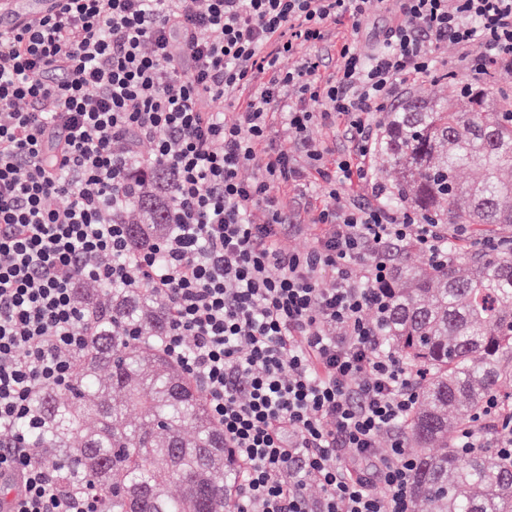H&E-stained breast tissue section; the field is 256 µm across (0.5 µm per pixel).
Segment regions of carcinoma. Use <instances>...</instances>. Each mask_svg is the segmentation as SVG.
I'll return each instance as SVG.
<instances>
[{"mask_svg": "<svg viewBox=\"0 0 512 512\" xmlns=\"http://www.w3.org/2000/svg\"><path fill=\"white\" fill-rule=\"evenodd\" d=\"M448 86L446 99L420 96L387 113V202L487 234L512 228V122L491 82L450 75ZM167 189L161 174L141 188L132 245L167 228ZM389 288L388 344L424 376L406 424L417 512H512V460L460 454L451 427L490 395L512 400V254L400 263ZM77 295L91 329L65 396L47 387L33 399L36 462L66 490H97L104 512H231L237 463L201 384L163 350L161 300L100 285Z\"/></svg>", "mask_w": 512, "mask_h": 512, "instance_id": "carcinoma-1", "label": "carcinoma"}]
</instances>
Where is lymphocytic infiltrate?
<instances>
[{
	"label": "lymphocytic infiltrate",
	"mask_w": 512,
	"mask_h": 512,
	"mask_svg": "<svg viewBox=\"0 0 512 512\" xmlns=\"http://www.w3.org/2000/svg\"><path fill=\"white\" fill-rule=\"evenodd\" d=\"M367 2L60 0L0 39V499L14 495L13 512H100L24 434L31 399L69 386L86 343L80 280L163 299L164 351L202 383L239 463L235 512H415L399 433L417 380L381 332L389 256L452 255L447 225L384 204L367 162L379 112L432 75L441 45L477 53L476 75L512 76V0H397L365 54ZM332 31L325 76L302 48ZM278 120L304 165L269 148ZM338 128L339 151L315 135ZM309 169L325 183L303 205L314 241L291 253L278 190ZM158 172L169 227L135 250L123 215ZM455 446L511 459L512 413L489 396Z\"/></svg>",
	"instance_id": "lymphocytic-infiltrate-1"
}]
</instances>
